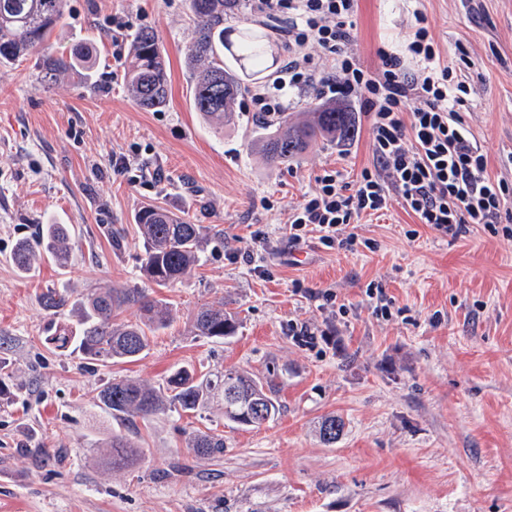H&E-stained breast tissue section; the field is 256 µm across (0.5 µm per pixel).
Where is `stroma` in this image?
I'll return each mask as SVG.
<instances>
[{"label": "stroma", "mask_w": 512, "mask_h": 512, "mask_svg": "<svg viewBox=\"0 0 512 512\" xmlns=\"http://www.w3.org/2000/svg\"><path fill=\"white\" fill-rule=\"evenodd\" d=\"M417 10L442 60L466 49L461 116L490 174L512 183V0H358L348 54L377 66L379 47L401 50ZM116 16L123 41L141 28L156 35L169 80L160 110L127 94V65L112 55ZM195 32L188 0H68L48 47L89 44L90 75L44 86L32 55L0 70V361L14 375L0 397V512H512V238L449 241L394 196L359 220L375 249H329L315 231L289 244L288 215L317 176L333 169L350 186L372 165L369 128L269 163L257 149L269 123L239 109L217 129L195 110L186 58ZM129 152L137 184L112 168ZM146 205L202 231L199 264L165 288L140 272L134 215ZM42 224L71 227L70 263L21 272L14 246ZM256 231L268 238L261 277L224 258L225 243ZM372 281L392 301L389 319L366 300ZM108 286L146 289L174 321L133 362L48 348L67 315L45 308L47 290L76 300ZM321 290L334 304L320 306ZM218 303L236 334L193 335L192 314ZM305 321L329 328L330 343L293 339L291 323ZM176 366L271 380L278 413L251 428L226 421L215 402L131 420L99 406L108 381L156 385ZM330 414L345 427L327 445L317 428ZM115 433L141 448L134 466L94 461ZM194 433L223 435V455L194 456Z\"/></svg>", "instance_id": "35a3bbf8"}]
</instances>
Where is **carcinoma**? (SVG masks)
<instances>
[{"label": "carcinoma", "mask_w": 512, "mask_h": 512, "mask_svg": "<svg viewBox=\"0 0 512 512\" xmlns=\"http://www.w3.org/2000/svg\"><path fill=\"white\" fill-rule=\"evenodd\" d=\"M196 19V37L187 50L188 62L197 67L194 73L193 104L196 111L219 126L233 121L235 101L242 85L238 74L224 64V51L233 54L240 68L250 66L253 74L262 73L272 54L268 35L245 28L236 40L224 36L226 0H189ZM67 0H0V68L13 65L29 52L42 62V81L55 83L74 71L76 63H90L91 48L84 44L70 55L48 52L46 41L60 23ZM127 93L145 110H158L168 97V81L162 53L154 32L138 30L131 40V62L127 71ZM285 127L265 137L261 150L267 161L284 164L302 152L308 141L319 135L336 136L346 132V117L332 105L313 112L312 120L302 126L283 120ZM143 259L140 270L148 281L164 288L184 278L200 261L202 236L200 225L192 224L164 208L145 206L136 215ZM72 234L66 224H43L39 237L17 244L11 259L22 272H28L44 256L65 267L72 250ZM136 308L139 320L119 322L117 315ZM75 321L63 324L46 342L56 349L74 347L85 359L103 363L133 361L150 348L151 339L167 328L172 310L163 300L149 296L142 288H100L76 302ZM196 336L222 339L237 329L234 316L224 306L203 307L191 318ZM231 382L252 395L261 397L271 411L251 422L259 427L272 420L278 408L266 385L258 378L237 372H222L199 379L185 367L175 369L165 384L153 386L134 379H113L98 392L101 405L114 415L126 418L146 417L157 413L178 415L194 412L213 400L224 404V418L237 422L236 416L246 404H233L224 397L225 383ZM187 447L197 456L224 454V437L197 433ZM105 465L128 467L137 460L139 449L126 436L114 434L99 448Z\"/></svg>", "instance_id": "1"}]
</instances>
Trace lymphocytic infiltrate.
I'll list each match as a JSON object with an SVG mask.
<instances>
[{
    "mask_svg": "<svg viewBox=\"0 0 512 512\" xmlns=\"http://www.w3.org/2000/svg\"><path fill=\"white\" fill-rule=\"evenodd\" d=\"M251 14L281 25L288 55L272 84L248 94L247 108L270 122L286 112L292 93L313 90L325 102L359 105L373 141L374 163L363 169L354 191L336 170L315 180L314 189L288 219V240L316 231L326 247H371L355 225L361 215L385 209L398 194L420 223L456 240L481 228L512 237V185L488 172V154L474 144L458 108L469 88L456 66L442 64L427 18L415 14L405 54L378 49L379 63L366 68L347 55L358 0H246ZM331 59L321 75L315 52ZM414 60L416 71L406 62Z\"/></svg>",
    "mask_w": 512,
    "mask_h": 512,
    "instance_id": "f902f5d3",
    "label": "lymphocytic infiltrate"
}]
</instances>
